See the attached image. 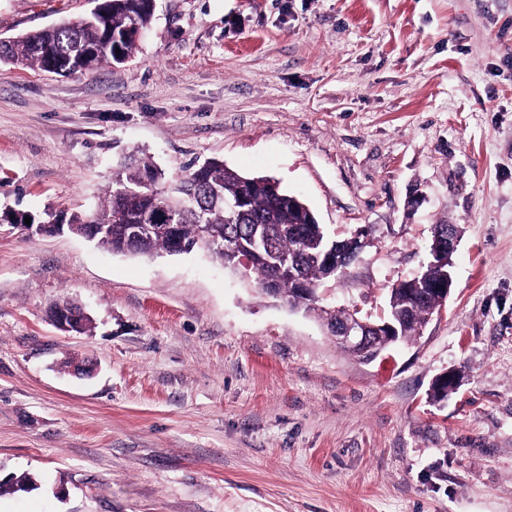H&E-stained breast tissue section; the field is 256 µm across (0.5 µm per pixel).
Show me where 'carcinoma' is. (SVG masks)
Masks as SVG:
<instances>
[{
	"instance_id": "obj_1",
	"label": "carcinoma",
	"mask_w": 512,
	"mask_h": 512,
	"mask_svg": "<svg viewBox=\"0 0 512 512\" xmlns=\"http://www.w3.org/2000/svg\"><path fill=\"white\" fill-rule=\"evenodd\" d=\"M90 13L77 20L32 31L0 42V62H9L59 75L90 73L130 58L136 40L129 31L148 27L153 0H94ZM262 178L240 174L218 160L190 163L170 173L158 169L151 158L133 153L112 171V185L94 209L76 212L68 224H95L96 243L112 253L134 256H169L203 251L231 271L255 276L259 290L275 268L293 265L321 290L332 279L326 254L343 243L330 236L298 197L279 189L269 193L256 187ZM161 208L171 216L175 233L149 227ZM274 251L266 252L262 243ZM249 257L248 264L240 262ZM441 278V270L425 265L415 276L389 288L386 322L395 326L392 342L420 334L433 314L438 294L425 291ZM282 298L292 302L295 279L283 272L277 283ZM325 325L335 328L359 316L346 309L332 310L321 298L305 304Z\"/></svg>"
}]
</instances>
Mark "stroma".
Returning a JSON list of instances; mask_svg holds the SVG:
<instances>
[{"instance_id":"35a3bbf8","label":"stroma","mask_w":512,"mask_h":512,"mask_svg":"<svg viewBox=\"0 0 512 512\" xmlns=\"http://www.w3.org/2000/svg\"><path fill=\"white\" fill-rule=\"evenodd\" d=\"M92 7L0 0V39ZM134 151L367 230L325 306L385 317L442 219L453 288L364 361L208 256L2 225L0 512H512V0H155L125 63H0V211L89 209ZM59 299L86 331L55 326Z\"/></svg>"}]
</instances>
